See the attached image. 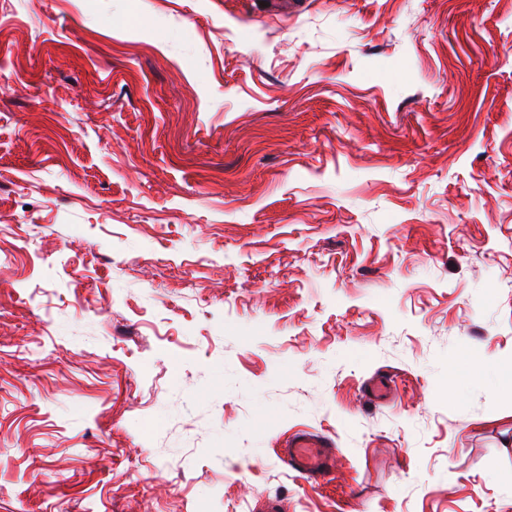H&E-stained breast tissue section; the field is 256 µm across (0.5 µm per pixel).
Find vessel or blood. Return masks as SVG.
Listing matches in <instances>:
<instances>
[{"instance_id":"b4317fda","label":"vessel or blood","mask_w":512,"mask_h":512,"mask_svg":"<svg viewBox=\"0 0 512 512\" xmlns=\"http://www.w3.org/2000/svg\"><path fill=\"white\" fill-rule=\"evenodd\" d=\"M337 450L326 434L309 430L292 433L281 446V460L299 476L313 480L330 479Z\"/></svg>"}]
</instances>
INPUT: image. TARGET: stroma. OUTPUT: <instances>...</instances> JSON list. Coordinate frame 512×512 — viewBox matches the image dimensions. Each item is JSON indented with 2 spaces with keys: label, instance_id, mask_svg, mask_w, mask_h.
Instances as JSON below:
<instances>
[{
  "label": "stroma",
  "instance_id": "stroma-1",
  "mask_svg": "<svg viewBox=\"0 0 512 512\" xmlns=\"http://www.w3.org/2000/svg\"><path fill=\"white\" fill-rule=\"evenodd\" d=\"M302 2L0 0V512H512V0ZM280 446V459L299 476L316 481L331 479L337 448L328 435L301 430Z\"/></svg>",
  "mask_w": 512,
  "mask_h": 512
}]
</instances>
